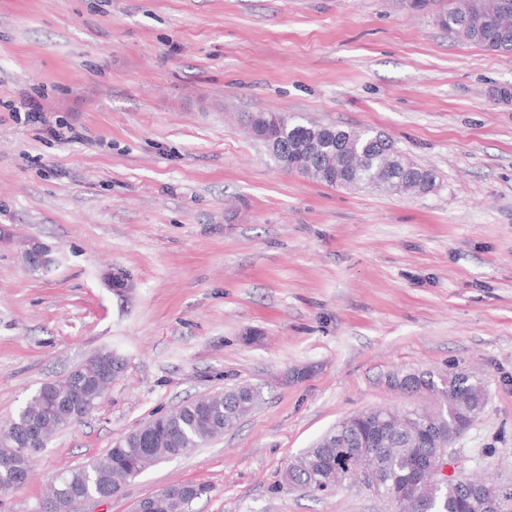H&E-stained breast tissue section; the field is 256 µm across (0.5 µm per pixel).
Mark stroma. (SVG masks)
Wrapping results in <instances>:
<instances>
[{
	"label": "stroma",
	"instance_id": "stroma-1",
	"mask_svg": "<svg viewBox=\"0 0 512 512\" xmlns=\"http://www.w3.org/2000/svg\"><path fill=\"white\" fill-rule=\"evenodd\" d=\"M504 88L512 54L394 0H0V424L96 351L125 362L0 512H37L61 470L240 384L258 400L234 428L83 512L191 482L211 491L190 512H395L282 474L351 413L434 409L391 379L451 366L489 392L456 443L466 472L512 481ZM259 112L383 131L436 186L287 173L245 124ZM29 237L52 247L49 269L23 261Z\"/></svg>",
	"mask_w": 512,
	"mask_h": 512
}]
</instances>
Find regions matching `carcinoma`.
Listing matches in <instances>:
<instances>
[{
  "label": "carcinoma",
  "mask_w": 512,
  "mask_h": 512,
  "mask_svg": "<svg viewBox=\"0 0 512 512\" xmlns=\"http://www.w3.org/2000/svg\"><path fill=\"white\" fill-rule=\"evenodd\" d=\"M491 27L479 28L473 17L476 0H421V9L431 11L435 23L448 34L487 51L512 53V0H483ZM323 135L321 154L358 158L350 180L357 189H379L393 194L416 193L421 173L418 164L397 148L394 140L373 128L351 129L326 125L305 115L289 116L281 122L282 167H288L291 152ZM303 173L307 179L336 186L323 173L324 161L306 155ZM112 351L101 350L87 357L67 376L40 386L17 415L0 426V488L18 481L30 471L31 459L16 454L41 436L45 448L51 436L87 416L97 405L99 385H110L92 369ZM410 391H427L437 399L438 412L428 429L420 428L424 410L400 413L392 409H369L349 416L346 425L331 429L312 447L294 458L283 473L285 483L310 484L318 478L338 480V470L351 468L367 483L375 496L394 500L396 493L412 483L417 455L434 454L439 435L463 436L476 422L487 401L481 378L454 367L444 372L411 374ZM255 396L231 387L221 394L205 395L154 415L144 425L117 441L106 453L86 463L61 471L63 496L51 490L44 504L56 502L53 512H77L76 505L112 493L162 461L181 456L221 436L254 407ZM206 484H177L158 492L152 512H189L196 499L206 495ZM497 501L503 512H512V484H487L463 471L436 486L427 483L423 497L402 512H485L484 504Z\"/></svg>",
  "instance_id": "carcinoma-1"
}]
</instances>
